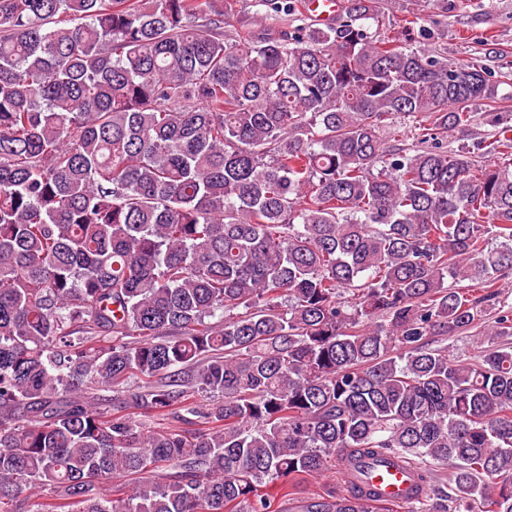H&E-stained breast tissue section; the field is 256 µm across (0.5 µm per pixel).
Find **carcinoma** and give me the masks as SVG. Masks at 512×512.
<instances>
[{"instance_id": "1", "label": "carcinoma", "mask_w": 512, "mask_h": 512, "mask_svg": "<svg viewBox=\"0 0 512 512\" xmlns=\"http://www.w3.org/2000/svg\"><path fill=\"white\" fill-rule=\"evenodd\" d=\"M393 10L0 0V512H512V70ZM259 0H237L235 14L230 17L225 30L235 32L247 30L258 35L266 26L275 25L273 18L266 16V7ZM235 29V30H234ZM347 0H307L306 6L307 9L311 12L312 16L319 22L315 21L308 13H306L303 9V15L298 16L299 21L291 22L288 21L287 24L277 23L276 27L282 28L283 30L292 31L296 25L305 24V25H316L319 27H324L325 25L320 22H326L331 20L339 11L340 3L342 2V6L346 4ZM476 112L475 122L468 133V136L461 137L453 133L448 135V148L456 149L462 144L471 145L479 138L490 134L495 125H512V101H506L495 107L477 105L474 107ZM473 333L464 334L448 340V353L459 361H469L470 357L474 353V349L477 345V337L473 335L477 334L478 331H472ZM343 484L336 480V469H331L319 479L316 483H311L307 487L301 488L295 494L280 499V509L282 512H306V506L309 504L313 493L322 492L327 488H336L341 490ZM375 479L379 481V483L383 484L384 488V498L385 502H402L405 501L403 495V475L398 470H389L386 472L381 470L377 472Z\"/></svg>"}]
</instances>
